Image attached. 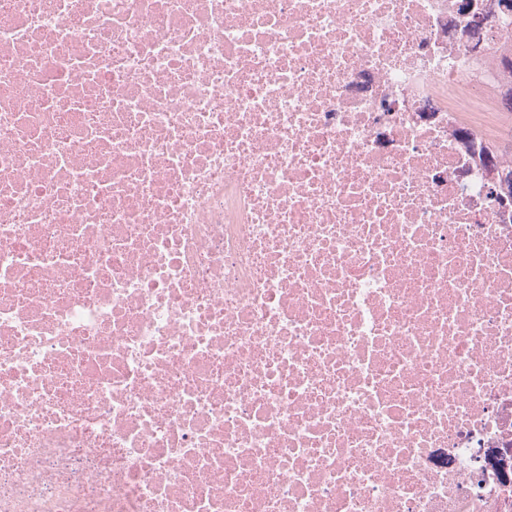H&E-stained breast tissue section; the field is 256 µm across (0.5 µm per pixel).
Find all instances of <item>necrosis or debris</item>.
<instances>
[{
    "label": "necrosis or debris",
    "mask_w": 512,
    "mask_h": 512,
    "mask_svg": "<svg viewBox=\"0 0 512 512\" xmlns=\"http://www.w3.org/2000/svg\"><path fill=\"white\" fill-rule=\"evenodd\" d=\"M458 2L0 0V512H512Z\"/></svg>",
    "instance_id": "4bbe7bcc"
}]
</instances>
